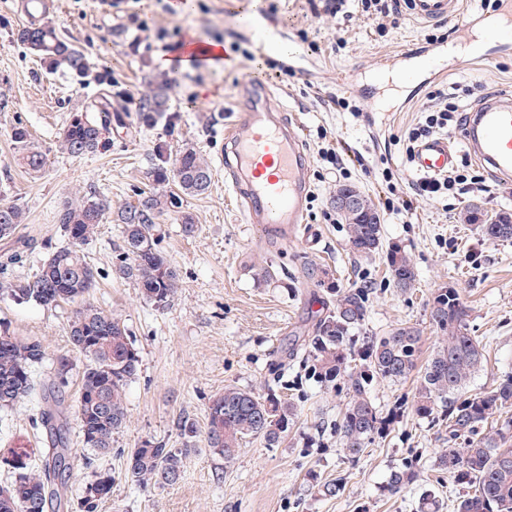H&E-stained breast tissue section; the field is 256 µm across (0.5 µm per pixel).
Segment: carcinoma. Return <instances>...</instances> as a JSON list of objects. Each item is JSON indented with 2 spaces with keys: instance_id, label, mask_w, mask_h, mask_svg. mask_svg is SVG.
Listing matches in <instances>:
<instances>
[{
  "instance_id": "1",
  "label": "carcinoma",
  "mask_w": 512,
  "mask_h": 512,
  "mask_svg": "<svg viewBox=\"0 0 512 512\" xmlns=\"http://www.w3.org/2000/svg\"><path fill=\"white\" fill-rule=\"evenodd\" d=\"M17 41L26 45L50 68L65 66L80 79L100 83L85 54L60 38L56 28L31 25L17 32ZM170 84L162 79L136 97L104 93L82 110L71 113L59 136V147L71 156L95 152L103 135L112 126H123L121 112L127 104L136 105L143 120L156 122L170 110ZM19 146L18 162L30 172L41 171L45 155L30 146L28 129L18 124L11 131ZM152 181L158 185L173 182L181 195L164 191L138 194L137 201L117 213L123 224L125 251L116 273L133 280L142 297L158 309L170 307L178 294L179 278L167 257L157 247L156 220L179 207L181 196L205 193L211 184L208 162L194 148L187 147L170 163L163 150L156 153ZM108 206L95 196L67 203L59 223L69 244L53 251L28 279L10 281L6 293L17 303L34 302L52 306L82 300L96 287L93 268L87 263L82 246L92 240L104 223ZM481 206L472 204L460 216L463 224H475L482 236L492 241L512 240V213L507 223L483 224ZM347 226L348 244L358 256H369L383 249L382 225L365 224L358 215L342 216ZM26 215L17 204L0 210V239L13 236L25 223ZM19 246L0 255V273H7L36 248V239L27 236ZM386 264L396 287L406 288L414 281L411 256L400 246L386 249ZM367 289L336 292V303L316 323L305 348L311 373L327 386L339 379L347 381L349 402L336 424L344 450L356 456L371 436L382 429L383 421L368 396L378 379L404 380L417 368L421 336L411 326L397 327L384 336H367L356 347L353 331L365 321ZM430 322L442 342L428 361L416 386L413 407L421 417L448 422V442L436 459L439 469L469 492L459 497L455 512H512V375L479 393L468 390L479 370L485 345L470 334L469 309L455 288H441L430 307ZM71 347L87 364L82 373L76 417L85 445L101 454L112 453V437L127 420L126 388L140 369V355L122 320L91 303L76 310L68 323ZM46 358L41 341L0 333V409L41 391L44 409L41 420L50 433L52 451L40 465L28 464L9 484L0 486V512H58L62 507L69 471L63 428L65 411L59 392L66 384L69 361L57 360L54 374L37 381L35 367ZM205 441L232 463L243 445L262 440L268 447L279 445L288 436L296 419L293 404L275 394L262 396L250 389L227 386L208 406ZM498 416L502 424L487 429L489 419ZM462 446H457V441ZM185 448H167L159 443L142 442L127 454L125 479L143 488L173 485L182 475ZM419 470L405 464L392 471L387 490L398 493L414 482ZM112 495V474L100 473L82 493L79 512H97L100 502Z\"/></svg>"
}]
</instances>
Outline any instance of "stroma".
Segmentation results:
<instances>
[{
    "label": "stroma",
    "instance_id": "1",
    "mask_svg": "<svg viewBox=\"0 0 512 512\" xmlns=\"http://www.w3.org/2000/svg\"><path fill=\"white\" fill-rule=\"evenodd\" d=\"M59 2L55 27L109 76L113 91L137 94L165 78L172 85V110L152 125L137 112H127L125 129L107 134L104 149L79 157L62 152L58 136L70 112L100 97L104 87L79 83L63 66L47 71L38 56L14 40L24 20L13 0H0V205H21L26 222L18 233L38 240L28 261L10 270L9 278L33 275L49 253L67 245L58 214L68 201L93 189L116 211L136 202L140 192L154 190L149 171L157 147L172 158L194 147L212 170L204 194L183 197L178 208L157 220L158 247L180 280L171 307L155 308L132 281L117 277L124 245L120 224L99 225L83 247L97 279L88 300L125 322L141 366L127 387V423L115 434L111 454L85 446L77 421L69 422L71 474L60 512H76L84 486L105 470L114 483L98 512H416L421 493L429 488L436 491L442 512H454L463 489L433 465L448 445V429L414 412V379L373 384L369 395L389 425L353 457L335 432L349 401L346 382L319 383L302 358L307 336L334 304L337 290L365 287L371 294L362 335L416 327L422 334L421 356L429 358L439 342L430 303L438 289L450 286L470 310L471 334L485 345L470 392L512 373V241L486 240L476 226L457 219L475 203L491 214L512 210V181L495 179L472 160L455 132L448 140L460 151L465 175L474 182L485 180L490 192L474 186L469 193L436 201L413 196L408 212L383 210L391 190L411 193L417 181L401 138L422 120L429 91L421 89L402 111L378 112L349 77L354 67L372 69L380 59L425 42L443 28L464 25L480 11V0H466L462 12L443 28L405 15L398 24L381 27L357 5H350L348 14L331 16L313 12L309 0H125L109 15L99 0ZM258 11L271 12L285 32L286 48L306 52L315 61L313 79L298 74L276 79L268 63L280 61L277 53L268 60H247L254 45L243 30ZM190 38L219 43L230 62L175 65L177 46ZM250 79L266 84L300 127L311 159L307 222L317 231L315 245L283 247L247 223L224 179L225 115ZM435 84L469 88L470 107L491 89L512 96V52L491 63L469 55L449 61ZM335 96L361 101L362 112L337 110L331 102ZM19 124L47 158L39 173L16 163L11 131ZM324 140L342 156L344 177L318 156ZM341 181L381 207L385 243L412 256L416 277L410 287L394 286L382 255L359 257L350 251L346 226L331 206ZM186 215L196 226L194 234L182 231ZM266 266L272 269L267 278L260 274ZM74 309L71 303L19 304L0 293V330L39 338L47 348L38 377L50 372L57 357L71 360L63 390L70 406L79 397L85 364L67 339ZM230 385L275 393L295 405L297 418L278 447L246 444L228 467L207 447L205 432L210 401ZM39 403L35 395L0 411V451L20 444L39 455L48 452L49 431L41 422ZM184 420L193 422L194 437L182 435ZM146 440L186 449L176 484L144 490L125 479L128 451ZM408 462L417 465L420 478L399 493H388L391 470ZM336 478L344 482L343 494L319 497L318 484Z\"/></svg>",
    "mask_w": 512,
    "mask_h": 512
}]
</instances>
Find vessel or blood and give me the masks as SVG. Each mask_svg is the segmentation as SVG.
Instances as JSON below:
<instances>
[{
  "label": "vessel or blood",
  "instance_id": "1",
  "mask_svg": "<svg viewBox=\"0 0 512 512\" xmlns=\"http://www.w3.org/2000/svg\"><path fill=\"white\" fill-rule=\"evenodd\" d=\"M406 14L427 25H440L457 15L459 0H400ZM56 0H18L17 12L26 19H40L57 12ZM462 45L473 41L472 30H480L486 40L512 41V0H499L496 9L474 14ZM247 33L260 52L274 51L280 33L272 18L254 14ZM448 45L441 42L434 54L425 47L399 54L373 73L365 86L367 96L379 95L386 73L417 78L421 68L435 66L447 56ZM470 156L477 158L500 180L512 178V98L492 92L473 107L462 132ZM224 173L240 195L248 223L270 231L281 244L291 245L310 236L305 221L310 196V157L296 127L273 101L270 89L250 80L243 87L238 112L224 129ZM458 154L447 138L430 137L416 147L411 163L416 173L437 176L455 167Z\"/></svg>",
  "mask_w": 512,
  "mask_h": 512
}]
</instances>
